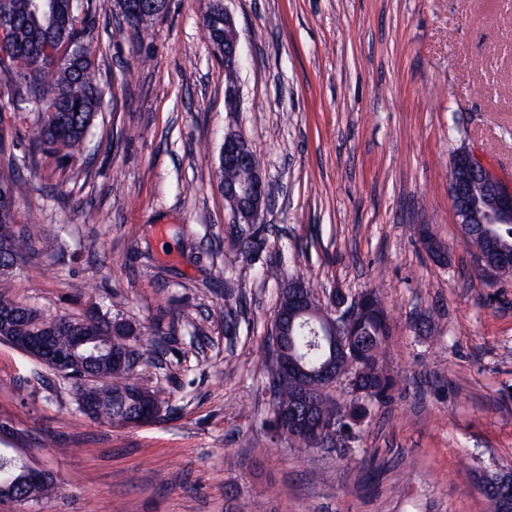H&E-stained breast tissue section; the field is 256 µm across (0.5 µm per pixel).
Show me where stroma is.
<instances>
[{
    "instance_id": "stroma-1",
    "label": "stroma",
    "mask_w": 512,
    "mask_h": 512,
    "mask_svg": "<svg viewBox=\"0 0 512 512\" xmlns=\"http://www.w3.org/2000/svg\"><path fill=\"white\" fill-rule=\"evenodd\" d=\"M225 5L239 111L224 109L206 0H170L141 33L116 0H93L102 94L83 155L33 153L34 114H0L34 241L0 293L131 324L135 381L165 413L136 428L89 419L71 379L0 342V448L56 478L32 512H490L474 474L512 465V277L481 270L448 182L466 146L512 184V7ZM231 128L272 186L257 249L239 243L216 176ZM296 276L323 300L375 289L394 326L395 392L368 403L343 456L267 427L266 340Z\"/></svg>"
}]
</instances>
